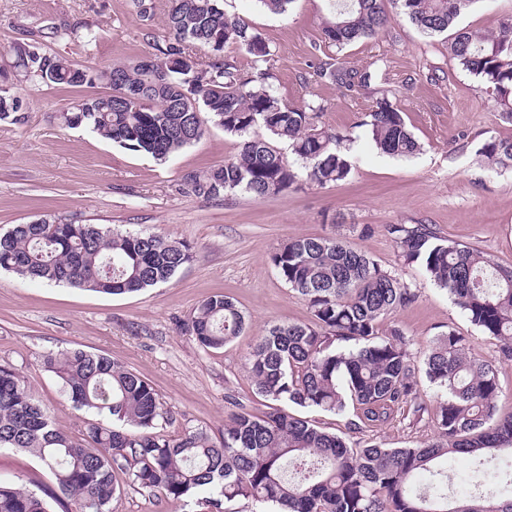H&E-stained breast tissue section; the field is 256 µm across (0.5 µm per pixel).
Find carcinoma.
<instances>
[{"mask_svg":"<svg viewBox=\"0 0 512 512\" xmlns=\"http://www.w3.org/2000/svg\"><path fill=\"white\" fill-rule=\"evenodd\" d=\"M480 0H334L323 27L328 43L343 47L385 31L389 8H398L428 37L451 36L449 50L464 70L495 95L500 119L512 123V19L486 34L457 27ZM170 39L151 56L106 69L79 66L38 43L13 48L14 69L50 87L104 84L112 93L82 98L57 113L69 128L85 127L120 147L165 162L199 141L207 123L239 139L224 164L183 174L181 191L219 199L242 191L275 197L301 181L342 182L352 164L342 137L313 123L319 104L281 102L260 68L247 72L224 48L235 45L254 63H266L269 46L222 0H166ZM209 52L200 63L196 50ZM381 65L357 70L324 63L315 74L350 92L367 91ZM208 118H203V115ZM23 102L0 88V121H24ZM361 125L381 153L408 157L421 146L401 110L381 91ZM296 157L290 163L279 144ZM488 166L512 169V139H486L478 150ZM387 232L407 264L420 266L446 290L481 332L498 344V359L512 361V267L483 252L442 238L428 224H389ZM193 259L191 244L153 233L123 234L96 224L39 218L0 236V269L31 281L123 295L168 282ZM280 278L305 297L313 321L276 324L247 359L261 396L260 414L237 413L216 443L202 430L169 437L159 429L163 408L153 386L111 358L72 349L43 355L42 367L61 383L79 411L99 416L81 437L63 429L30 394L24 377L0 365V449L33 455L52 475L76 512H109L117 477L172 503L199 492L216 512L238 500L271 504L277 512H512V456L480 463L474 489L448 501V493L419 478L450 454L512 446V416L489 425L501 395L496 361L478 358L453 330L424 356L428 382L445 395L436 412L439 441L416 448L352 446L288 410L314 407L341 415L348 406L362 422L380 426L398 410L427 411L415 380L410 340L380 323L417 299L414 289L348 242L301 237L271 255ZM245 316L220 293L202 301L187 330L207 349L239 336ZM0 512H52L44 496L0 482Z\"/></svg>","mask_w":512,"mask_h":512,"instance_id":"1","label":"carcinoma"}]
</instances>
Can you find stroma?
<instances>
[{
	"label": "stroma",
	"mask_w": 512,
	"mask_h": 512,
	"mask_svg": "<svg viewBox=\"0 0 512 512\" xmlns=\"http://www.w3.org/2000/svg\"><path fill=\"white\" fill-rule=\"evenodd\" d=\"M227 16L243 19L270 49L269 84L284 103L323 105L315 125L346 135L349 177L323 187L302 185L258 199L243 192L206 200L180 191L189 170L223 165L237 137L209 127L205 136L167 163L126 150L83 128L62 127L53 115L86 96V89L47 87L14 77L27 104L23 123L0 122V233L39 217L100 224L121 232H155L192 245L194 257L167 284L112 296L47 285L0 271V364L16 368L36 399L71 435L90 416L71 408L58 381L41 368L50 351L81 348L107 355L149 382L163 404L165 432L203 428L221 440L239 411L261 413L246 359L259 336L280 323H308L310 307L279 277L270 257L297 237L343 239L418 292L410 306L388 316L422 359L432 342L455 329L469 351L494 358L498 346L472 325L448 293L415 265L404 264L390 224H429L438 235L477 248L512 267V170L488 168L477 150L491 136L512 139V124L497 115L480 78L448 55V41L423 35L399 11L387 33L343 48L330 46L323 26L331 0H293L284 15L259 0H224ZM168 39L163 13L140 21L132 0H0V54L20 43H40L77 65L106 68L154 55ZM383 60V87L421 145L419 154L381 153L360 122L372 98L322 81L318 62L365 69ZM234 298L246 317L244 332L223 348L206 349L186 325L206 297ZM419 390L422 421L396 415L381 426L360 423L354 409L337 416L312 408L300 416L344 436L350 444L422 447L437 438L441 394L426 379ZM53 488L49 473L28 453L0 449V481ZM109 512H210L198 499L173 504L128 487Z\"/></svg>",
	"instance_id": "stroma-1"
}]
</instances>
